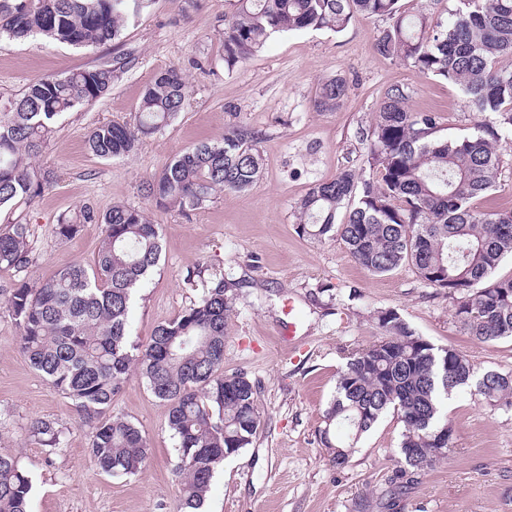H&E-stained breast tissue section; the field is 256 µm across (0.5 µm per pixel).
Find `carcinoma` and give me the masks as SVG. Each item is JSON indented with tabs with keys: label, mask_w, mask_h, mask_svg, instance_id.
Here are the masks:
<instances>
[{
	"label": "carcinoma",
	"mask_w": 512,
	"mask_h": 512,
	"mask_svg": "<svg viewBox=\"0 0 512 512\" xmlns=\"http://www.w3.org/2000/svg\"><path fill=\"white\" fill-rule=\"evenodd\" d=\"M224 20V65L232 69L285 32L343 31L356 14L385 16L391 24L375 42L378 54L410 63L420 74L453 83L476 112L495 125H476L458 138L439 136L440 116L411 112L409 93L388 88L371 132L377 178L359 180L352 169L314 185L296 203L297 232L339 237L351 258L372 274L413 266L433 288L457 297L455 318L472 339L512 337V277L496 278L512 254V210H482L479 197L496 185L497 129L512 131V0H459L451 18L433 21L408 14L400 0H231ZM150 0H0V37H41L78 49L112 41L136 22ZM125 63L105 60L31 83L0 111V208L31 200L54 184L50 171L30 165L67 113L104 98ZM347 94L341 76L324 80L314 104L339 108ZM188 86L176 67L145 87L130 121H110L87 135L91 153L110 160L135 152L181 113ZM258 135L236 128L215 142H201L168 162L145 186L160 209L196 210L217 192H242L261 176ZM347 208L336 223L339 209ZM86 224L102 225L94 268L74 264L45 280L1 288L20 331L19 348L32 368L69 398L91 426L88 448L102 472L134 476L151 448L129 420L111 415L113 397L136 365L147 388L168 407L167 424L178 440L175 472L182 506L200 509L225 456L252 443L260 424L255 385L244 373L227 375L224 328L236 283L221 277L177 317L157 326L147 343L129 341L136 288L158 264L160 225L140 209L117 204L101 214L85 205L62 216L55 234L75 238ZM35 260L27 224L0 232V266L27 270ZM382 336L352 355L336 380V394L319 430L330 461L347 463L351 449L388 410L402 424L405 468L394 480L448 458L452 428L441 413L443 398L467 386L474 365L461 351L437 347L397 312H378ZM475 392L488 403L512 399V374L488 370ZM348 431L333 440L331 427ZM29 437L55 450L63 431L38 419ZM32 479L16 456L0 452V512H31Z\"/></svg>",
	"instance_id": "1"
}]
</instances>
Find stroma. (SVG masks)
Returning a JSON list of instances; mask_svg holds the SVG:
<instances>
[{"instance_id": "stroma-1", "label": "stroma", "mask_w": 512, "mask_h": 512, "mask_svg": "<svg viewBox=\"0 0 512 512\" xmlns=\"http://www.w3.org/2000/svg\"><path fill=\"white\" fill-rule=\"evenodd\" d=\"M229 0H155L119 40L75 49L43 38L0 39V103L20 97L37 79L128 58L110 94L66 115L33 160L54 173V187L0 211V230L30 228L36 261L26 271L0 268V287L45 279L73 263L93 267L102 227L85 225L59 239V216L88 204L106 211L121 203L159 224L162 257L138 289L130 321L143 344L154 328L197 302L209 281L238 284L224 333V371L254 383L263 421L251 445L225 459L206 496L205 512H512V406L490 405L473 389L453 392L445 405L453 429L447 459L418 472L404 493L392 478L403 467L402 426L386 413L334 467L321 444L323 414L336 374L357 349L381 334L376 316L392 310L437 346L462 351L477 372H512V339L480 343L455 319L456 299L427 285L411 266L384 276L358 266L337 237L299 235L294 206L315 184L343 169L375 175L371 130L384 91L401 86L414 112L438 113L442 133L473 132L478 117L456 85L425 79L409 63L384 58L374 43L386 19L358 15L339 33L288 32L229 70L222 32ZM177 67L189 96L169 126L129 156L104 160L87 148L96 125L132 118L143 89L160 71ZM346 78L348 96L321 112L319 84ZM232 127L259 136L264 167L246 191L220 193L185 214L155 208L143 187L176 154ZM499 177L478 204L512 209V132L496 142ZM112 414L134 423L150 443L140 473L110 476L88 453L91 430L71 400L33 370L18 349V329L0 303V452L16 455L32 482V512H182L174 473L178 442L167 407L131 374L112 401ZM48 419L65 432L62 448L48 451L28 436L32 420Z\"/></svg>"}]
</instances>
